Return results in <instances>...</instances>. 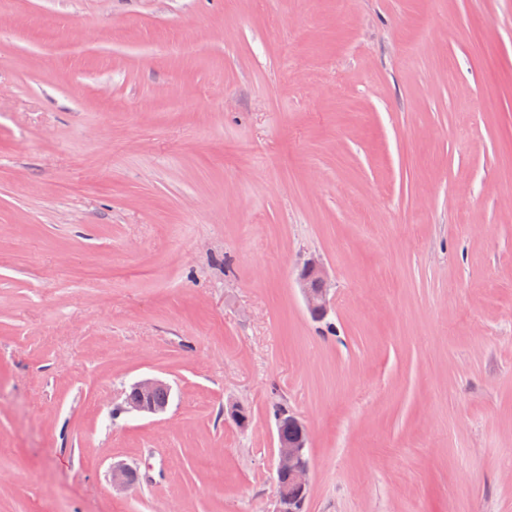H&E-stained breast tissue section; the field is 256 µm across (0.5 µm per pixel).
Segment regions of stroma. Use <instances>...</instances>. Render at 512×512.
<instances>
[{"instance_id":"35a3bbf8","label":"stroma","mask_w":512,"mask_h":512,"mask_svg":"<svg viewBox=\"0 0 512 512\" xmlns=\"http://www.w3.org/2000/svg\"><path fill=\"white\" fill-rule=\"evenodd\" d=\"M277 404L307 512H512V0H0V512H273ZM298 284L306 310L317 321L330 312L331 278L324 263L317 257L309 258L298 275ZM160 391L167 393L166 399L165 395L157 394ZM155 395L156 399L163 401L156 400ZM169 395L170 387L165 381L158 378H143L133 384L131 393L125 399V409L130 413L159 414L166 410Z\"/></svg>"}]
</instances>
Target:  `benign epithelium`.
<instances>
[{
    "label": "benign epithelium",
    "instance_id": "7a95c632",
    "mask_svg": "<svg viewBox=\"0 0 512 512\" xmlns=\"http://www.w3.org/2000/svg\"><path fill=\"white\" fill-rule=\"evenodd\" d=\"M298 284L306 310L314 320H322L330 312L331 278L324 263L317 257L309 258L298 275ZM170 392L169 385L158 378H143L132 386L125 399L130 413L159 414L166 410L169 400L158 401L155 395ZM285 420L298 428V435L289 440L277 437L275 465L274 512H305L310 495L311 466L309 458L310 433L295 415L284 412ZM136 482L134 472L123 464L112 466V487L125 489Z\"/></svg>",
    "mask_w": 512,
    "mask_h": 512
}]
</instances>
